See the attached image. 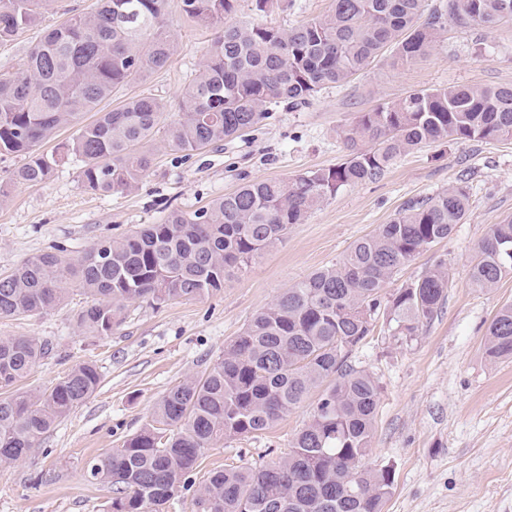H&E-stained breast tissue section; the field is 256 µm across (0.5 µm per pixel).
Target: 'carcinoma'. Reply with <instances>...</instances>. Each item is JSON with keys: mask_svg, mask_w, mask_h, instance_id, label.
Returning a JSON list of instances; mask_svg holds the SVG:
<instances>
[{"mask_svg": "<svg viewBox=\"0 0 512 512\" xmlns=\"http://www.w3.org/2000/svg\"><path fill=\"white\" fill-rule=\"evenodd\" d=\"M46 2L0 0V42L34 26ZM166 2L98 0L93 12L44 31L21 68L0 74V154L27 157L11 183H42L71 158L88 190L127 191L149 173L161 131L174 151L218 144L268 119L272 105L297 108L323 88L347 83L389 48L406 63L430 52L450 22L492 30L512 20V0H446L429 11L426 0H332L327 13L280 28L237 18V0H182L186 16L217 29V37L178 118L168 120L166 103L143 94L98 110L177 51L165 28ZM89 112L97 118L85 124ZM67 126L76 133L63 151H38ZM346 137L350 151L332 167L246 183L191 213L173 210L160 224L99 241L77 259L50 251L20 262L0 275V319L46 313L76 287L89 298L77 330L109 336L131 302L201 298L247 271L341 189L381 179L401 155L448 141L511 139L512 85L414 90L360 113ZM469 208L464 180L411 203L355 240L339 262L257 312L224 358L166 391L124 448L87 463V478L112 490L111 512H162L191 488L189 473L216 444L262 433L319 387L286 456L212 472L196 489L195 505L199 512H382L394 477L368 462L380 385L349 357L382 307L399 341L433 318L448 290L443 264L388 288L421 253L447 240ZM511 275L506 218L479 244L469 285L488 291ZM52 350L47 340L0 339L1 462L24 460L102 383L99 366L84 361L44 390H17ZM483 350L491 363L512 359V303L496 313Z\"/></svg>", "mask_w": 512, "mask_h": 512, "instance_id": "1", "label": "carcinoma"}]
</instances>
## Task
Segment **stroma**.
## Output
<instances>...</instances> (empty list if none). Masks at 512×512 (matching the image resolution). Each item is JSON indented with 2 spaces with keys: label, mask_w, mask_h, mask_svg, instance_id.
<instances>
[{
  "label": "stroma",
  "mask_w": 512,
  "mask_h": 512,
  "mask_svg": "<svg viewBox=\"0 0 512 512\" xmlns=\"http://www.w3.org/2000/svg\"><path fill=\"white\" fill-rule=\"evenodd\" d=\"M330 6L331 0H293L287 9L259 16L252 0H238L237 16L291 27ZM95 8L96 0H51L38 26L0 43V73L23 65L42 29ZM165 21L177 52L125 94L161 98L175 113L216 31L187 17L181 0H167ZM502 84L512 85V23L492 32L450 24L435 49L415 61L397 63L384 53L350 83L322 89L304 107H275L245 136L185 159L156 138L154 164L131 190L89 191L79 162L59 164L43 184L10 185L0 204V273L59 246L78 257L100 240L161 223L173 209L194 211L250 181L291 179L336 165L347 153L345 132L359 113L411 91ZM462 179L470 187L465 223L396 277L402 285L444 264L449 283L442 306L418 336L403 343L394 341L385 315H378L352 363L380 385L369 461L394 474L383 512H512V360L494 364L483 354L489 324L503 304L512 303V278L489 291L468 286L472 258L489 226L512 217V139L413 150L380 180L344 188L326 200L219 291L191 301L129 304L112 335L78 332L76 317L87 304L78 291L50 312L1 319L0 337L30 336L53 344L51 355L21 381V390L47 388L88 359L100 367L103 381L24 462H0V512H108L110 490L85 477L90 459L123 447L155 402L222 357L255 312L306 275L336 263L355 240L388 223L408 203ZM315 405V398H308L258 438L218 443L193 472V481L204 483L227 464L278 461Z\"/></svg>",
  "instance_id": "35a3bbf8"
}]
</instances>
